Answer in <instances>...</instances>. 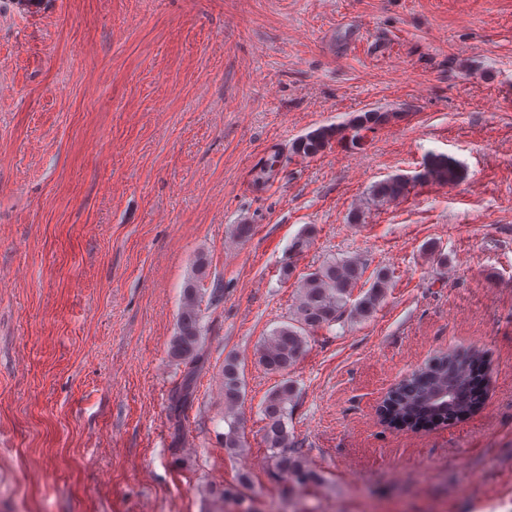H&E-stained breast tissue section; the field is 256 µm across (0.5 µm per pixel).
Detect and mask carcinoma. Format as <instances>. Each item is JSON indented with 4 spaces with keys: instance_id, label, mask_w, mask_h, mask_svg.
I'll use <instances>...</instances> for the list:
<instances>
[{
    "instance_id": "cac0c4a2",
    "label": "carcinoma",
    "mask_w": 512,
    "mask_h": 512,
    "mask_svg": "<svg viewBox=\"0 0 512 512\" xmlns=\"http://www.w3.org/2000/svg\"><path fill=\"white\" fill-rule=\"evenodd\" d=\"M391 117L389 112L367 111L341 124L321 126L296 140L293 152L300 157L313 158L334 141L357 148L365 143L368 134ZM277 162L278 155L271 154L256 171L254 182L258 185L270 182ZM463 176L459 162L430 154L417 179L450 185L459 182ZM408 187L409 180L405 177H391L371 187V200L377 205L395 201L408 192ZM209 267L207 255L200 253L195 257L184 285L176 331L168 346L169 357L186 366H193L205 358L201 313L204 296H209L212 305L224 299V285L219 281L211 283L210 291H204ZM365 272L366 265L359 257L335 256L304 274L298 281V295L287 322L265 337L258 349V365L266 373L281 377L263 402L261 441L272 466L292 489L305 490L318 485L322 477L311 468L306 455L298 448L293 432L288 429V416L298 396L296 386L287 378L288 371L303 357L315 332L364 320L376 310L390 286V277L385 270H378L363 296L354 301L353 291ZM489 365L487 354L482 350L446 352L430 359L390 391L379 409L381 421L393 428L418 430L444 425L450 416L458 417L477 410L483 402L479 387ZM221 374L224 433L220 437L224 440V448L236 454L244 448L238 409L245 390L236 357L224 358ZM249 485V475L243 473L239 475L237 485L219 492V498L222 503L234 506V512H257L245 493Z\"/></svg>"
}]
</instances>
